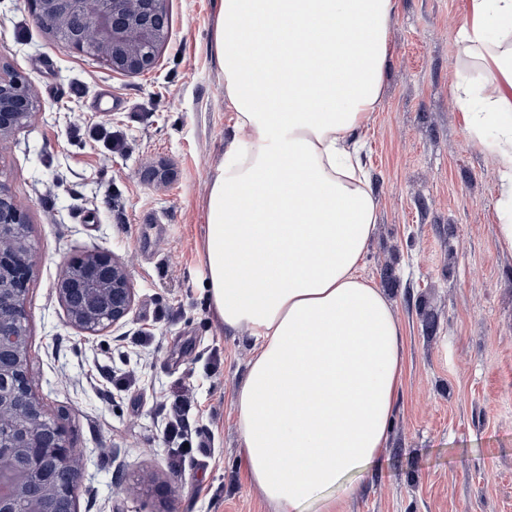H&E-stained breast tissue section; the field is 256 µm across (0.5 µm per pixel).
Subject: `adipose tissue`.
<instances>
[{
    "mask_svg": "<svg viewBox=\"0 0 512 512\" xmlns=\"http://www.w3.org/2000/svg\"><path fill=\"white\" fill-rule=\"evenodd\" d=\"M397 0H220L214 51L234 124L205 204L209 304L255 338L237 393L251 483L272 512L318 504L376 465L403 378V327L359 274L376 226L361 132L379 106ZM491 80L456 91L500 187L512 251V0H470L458 33ZM495 129L487 138V129Z\"/></svg>",
    "mask_w": 512,
    "mask_h": 512,
    "instance_id": "obj_1",
    "label": "adipose tissue"
}]
</instances>
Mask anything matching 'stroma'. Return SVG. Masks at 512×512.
<instances>
[{"label": "stroma", "instance_id": "35a3bbf8", "mask_svg": "<svg viewBox=\"0 0 512 512\" xmlns=\"http://www.w3.org/2000/svg\"><path fill=\"white\" fill-rule=\"evenodd\" d=\"M470 0H399L363 161L378 205L362 274L405 331V377L381 464L355 476L342 512H512V253L498 244L500 185L455 91L489 79L460 54ZM156 67L122 75L70 51L27 0H0V70L38 109L0 145V183L29 213L30 383L82 458L78 512H271L249 480L236 395L253 356L206 294L201 250L211 174L232 112L211 48L218 0H167ZM112 108L100 110L104 98ZM159 178L146 184L141 173ZM108 250L135 289L128 318L97 336L69 321L64 260ZM191 388L213 454L181 464L161 405ZM163 476L157 494L130 480Z\"/></svg>", "mask_w": 512, "mask_h": 512}]
</instances>
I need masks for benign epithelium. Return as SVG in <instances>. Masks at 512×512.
Instances as JSON below:
<instances>
[{
    "mask_svg": "<svg viewBox=\"0 0 512 512\" xmlns=\"http://www.w3.org/2000/svg\"><path fill=\"white\" fill-rule=\"evenodd\" d=\"M35 16L63 47L81 52L92 43L112 71L137 75L153 69L169 37L166 0H32ZM37 108L31 83L0 72V141L13 137ZM28 223L27 212L0 184V427H15L0 444V512H29L23 500L50 494L52 512H76L81 478L77 450L63 421L47 417L32 391L25 339L26 297L34 254L5 233ZM70 323L98 335L131 312L135 292L125 264L107 251L68 259L56 283Z\"/></svg>",
    "mask_w": 512,
    "mask_h": 512,
    "instance_id": "1",
    "label": "benign epithelium"
}]
</instances>
